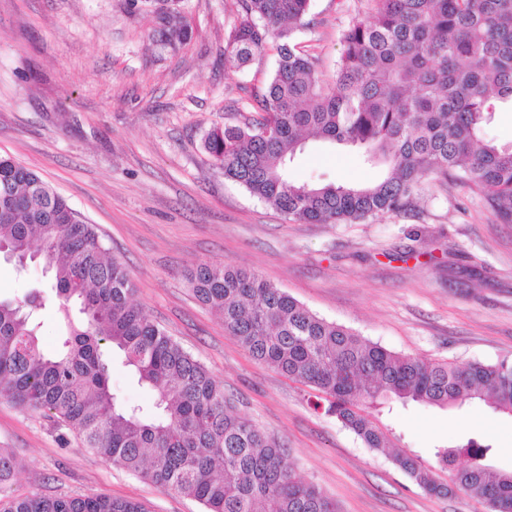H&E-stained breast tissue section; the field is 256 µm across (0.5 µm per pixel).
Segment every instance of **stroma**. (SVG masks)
<instances>
[{"label":"stroma","mask_w":512,"mask_h":512,"mask_svg":"<svg viewBox=\"0 0 512 512\" xmlns=\"http://www.w3.org/2000/svg\"><path fill=\"white\" fill-rule=\"evenodd\" d=\"M374 0H312L297 40L332 82L341 34ZM194 34L157 50L149 9L125 0H0V155H8L95 224L136 283L134 301L223 382L237 410L287 444L286 462L340 512H488L463 492L428 494L395 467L397 451L432 465V448L473 437L490 463L512 469V416L480 402L448 409L394 404L376 411L390 448L374 451L310 390L254 359L192 294L186 274L229 261L273 282L313 314L414 357L465 364L512 358V224L454 180L422 182L410 210L352 224L289 220L225 179L203 148L216 125L252 115V88L274 71L275 49L247 66L224 62L233 0H187ZM380 166L356 149L314 139L289 165L296 181L365 184ZM50 281L39 262L17 273L0 258V299ZM0 448L22 462L15 496L107 494L146 512H204L61 443L44 416L0 400Z\"/></svg>","instance_id":"stroma-1"}]
</instances>
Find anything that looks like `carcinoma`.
<instances>
[{
	"mask_svg": "<svg viewBox=\"0 0 512 512\" xmlns=\"http://www.w3.org/2000/svg\"><path fill=\"white\" fill-rule=\"evenodd\" d=\"M154 7L153 43L174 51L193 28L185 0H128ZM311 0H235L237 19L224 56L244 65L274 44L271 80L251 97L256 117L216 126L203 147L213 164L293 221L355 223L397 214L423 180L470 185L497 220L512 224V146L484 136L495 103L512 102V0H375L371 17L343 33L333 85L295 42ZM355 147L385 166L377 181L351 186L288 177L305 137ZM19 267L38 257L67 327L45 352L35 314L43 290L0 300V399L44 413L83 446L164 490L199 501L205 512H339L319 487L284 462L277 437L235 411L224 386L150 315L133 303L129 271L107 255L85 222L35 171L0 156V248ZM224 331L254 359L316 392L372 450L388 437L373 411L393 402L450 408L487 400L512 416V361L457 365L390 351L311 313L261 275L232 262L200 263L186 275ZM80 304L74 320L70 305ZM151 393L133 404L112 391L114 357ZM492 446L475 438L434 449L451 470L438 481L419 457L393 464L432 495L457 489L490 512H512V471L487 464ZM19 468L0 448V512H146L136 501L92 496L7 494Z\"/></svg>",
	"mask_w": 512,
	"mask_h": 512,
	"instance_id": "carcinoma-1",
	"label": "carcinoma"
}]
</instances>
